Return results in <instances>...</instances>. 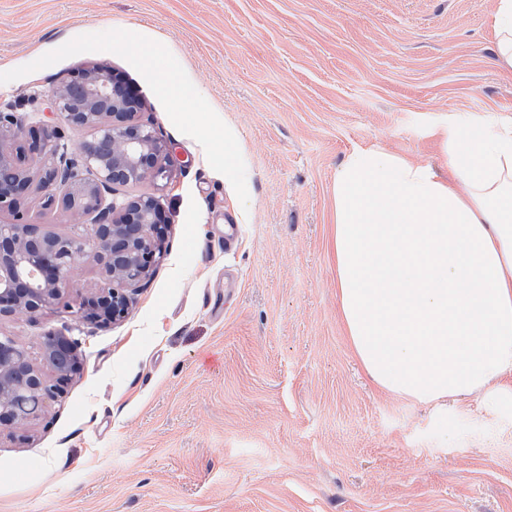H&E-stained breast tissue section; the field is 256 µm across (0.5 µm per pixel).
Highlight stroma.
Instances as JSON below:
<instances>
[{
    "label": "stroma",
    "instance_id": "35a3bbf8",
    "mask_svg": "<svg viewBox=\"0 0 512 512\" xmlns=\"http://www.w3.org/2000/svg\"><path fill=\"white\" fill-rule=\"evenodd\" d=\"M494 0H0V108L55 125L89 64L169 149L167 250L121 323L74 295L0 334L76 339L45 417L0 437V512H512V376L447 407L376 386L345 333L333 186L380 144L447 176L435 120H512ZM187 93H158L130 31Z\"/></svg>",
    "mask_w": 512,
    "mask_h": 512
}]
</instances>
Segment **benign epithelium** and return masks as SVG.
<instances>
[{
	"label": "benign epithelium",
	"instance_id": "1",
	"mask_svg": "<svg viewBox=\"0 0 512 512\" xmlns=\"http://www.w3.org/2000/svg\"><path fill=\"white\" fill-rule=\"evenodd\" d=\"M53 107L90 139L73 147L57 126L30 124L0 111V320H35L76 289L75 271L93 257L102 286L83 295L80 318L100 326L124 320L133 295L151 278L166 236L151 196H116L117 188L165 173L166 145L142 122V102L115 76L92 66L62 81ZM34 193L46 208L67 214L69 227L43 232L23 207ZM78 369L77 341L48 331L40 358L0 336V434L41 418Z\"/></svg>",
	"mask_w": 512,
	"mask_h": 512
}]
</instances>
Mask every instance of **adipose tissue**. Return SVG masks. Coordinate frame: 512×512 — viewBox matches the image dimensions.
<instances>
[{"label":"adipose tissue","mask_w":512,"mask_h":512,"mask_svg":"<svg viewBox=\"0 0 512 512\" xmlns=\"http://www.w3.org/2000/svg\"><path fill=\"white\" fill-rule=\"evenodd\" d=\"M447 178L381 146L336 172V288L382 390L439 405L512 376V122L440 121Z\"/></svg>","instance_id":"ef3b65f1"}]
</instances>
